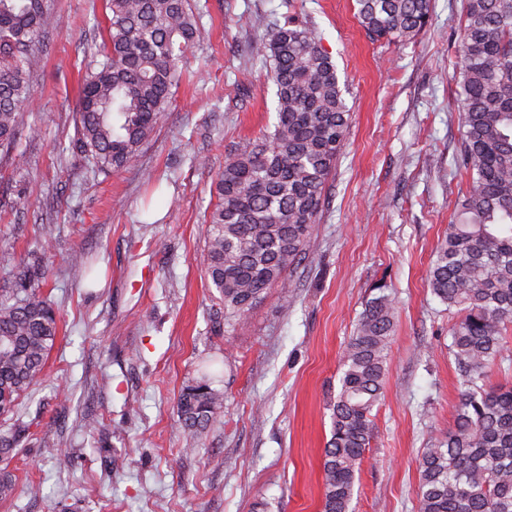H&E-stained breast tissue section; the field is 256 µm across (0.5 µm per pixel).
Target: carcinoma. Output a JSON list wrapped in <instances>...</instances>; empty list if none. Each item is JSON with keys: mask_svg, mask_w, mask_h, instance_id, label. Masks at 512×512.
<instances>
[{"mask_svg": "<svg viewBox=\"0 0 512 512\" xmlns=\"http://www.w3.org/2000/svg\"><path fill=\"white\" fill-rule=\"evenodd\" d=\"M360 26L396 43L424 32L431 0H356ZM106 39L83 78L73 144L95 168H123L161 123L182 78L179 61L199 37L202 8L191 0H105ZM53 27L48 0H0V156L20 166V110L33 99L39 47ZM271 61L277 122L262 139L239 143L215 182L206 220L204 265L234 330L270 288L304 258L327 180L344 148L351 113L337 68L316 32L289 21L253 48ZM451 78L461 98L457 165L470 174L455 222L434 252L432 293L457 309L450 329L460 377L454 424L423 449L418 512H512V387L487 389L512 322V0H463ZM47 267L36 258L0 292V415L13 412L40 379L58 319L39 289ZM395 303L378 284L341 360L323 456L322 512H350L355 473L368 448L389 371ZM224 393L203 375L181 392L178 422L195 440ZM27 429L0 435V501L16 494L10 469Z\"/></svg>", "mask_w": 512, "mask_h": 512, "instance_id": "1", "label": "carcinoma"}]
</instances>
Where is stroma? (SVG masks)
<instances>
[{
	"label": "stroma",
	"mask_w": 512,
	"mask_h": 512,
	"mask_svg": "<svg viewBox=\"0 0 512 512\" xmlns=\"http://www.w3.org/2000/svg\"><path fill=\"white\" fill-rule=\"evenodd\" d=\"M354 4L206 0L192 80L137 156L107 173L71 142L83 49L101 44L104 7L53 0L20 117L26 163L0 164V288L45 258L59 332L17 418H0V431L28 427L11 467L40 492L0 512H321L342 352L381 282L396 304L389 377L351 508L417 512L419 456L447 434L459 393L457 313L428 275L468 180L454 162L450 79L462 2L431 0L427 30L390 44L369 39ZM291 18L336 64L350 131L287 293L270 289L228 331L205 274V220L225 155L276 121L268 65L250 46ZM84 263L93 276L80 277ZM205 371L224 404L191 448L177 399Z\"/></svg>",
	"instance_id": "35a3bbf8"
}]
</instances>
